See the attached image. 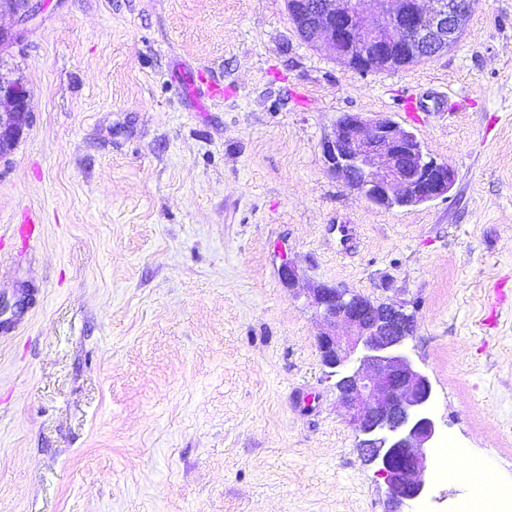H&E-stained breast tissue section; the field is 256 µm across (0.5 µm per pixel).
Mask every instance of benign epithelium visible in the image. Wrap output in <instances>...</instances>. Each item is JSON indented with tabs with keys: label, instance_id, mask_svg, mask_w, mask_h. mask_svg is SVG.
Masks as SVG:
<instances>
[{
	"label": "benign epithelium",
	"instance_id": "7a95c632",
	"mask_svg": "<svg viewBox=\"0 0 512 512\" xmlns=\"http://www.w3.org/2000/svg\"><path fill=\"white\" fill-rule=\"evenodd\" d=\"M319 0L299 15L306 42L366 71L352 54L354 34L388 63L433 57L453 47L472 5L468 0ZM10 13L26 24L32 0H12ZM30 92L20 79L0 76V157L9 155L31 122ZM329 170L369 202L410 207L449 193L455 170L424 151L422 142L388 117L360 112L336 117L322 143ZM309 304L322 320L318 346L366 462L386 486L385 512H405L427 488L437 435L433 384L408 351L413 314L403 305L378 304L327 284L309 289Z\"/></svg>",
	"mask_w": 512,
	"mask_h": 512
}]
</instances>
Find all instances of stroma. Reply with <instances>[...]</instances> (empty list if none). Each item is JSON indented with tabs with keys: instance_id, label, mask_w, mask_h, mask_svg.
<instances>
[{
	"instance_id": "1",
	"label": "stroma",
	"mask_w": 512,
	"mask_h": 512,
	"mask_svg": "<svg viewBox=\"0 0 512 512\" xmlns=\"http://www.w3.org/2000/svg\"><path fill=\"white\" fill-rule=\"evenodd\" d=\"M0 46L32 121L0 159V512H383L307 285L406 303L438 438L512 482V0L451 50L361 73L286 0H34ZM218 86L223 96L208 97ZM345 112L414 132L456 181L384 209L326 166ZM353 234L340 244L341 227ZM466 476L406 512H448Z\"/></svg>"
}]
</instances>
